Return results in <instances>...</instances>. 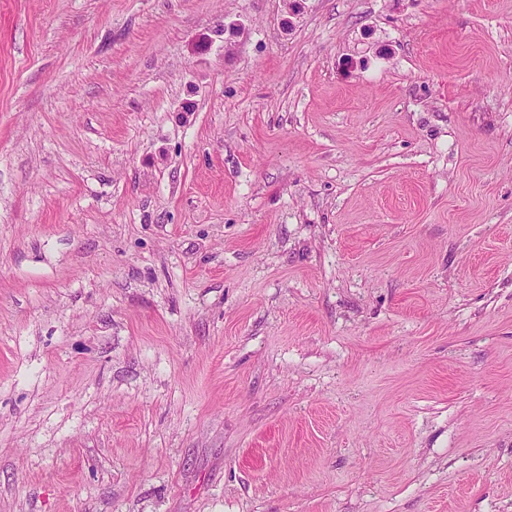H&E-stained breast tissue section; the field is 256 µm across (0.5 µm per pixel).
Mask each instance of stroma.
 <instances>
[{
    "label": "stroma",
    "mask_w": 512,
    "mask_h": 512,
    "mask_svg": "<svg viewBox=\"0 0 512 512\" xmlns=\"http://www.w3.org/2000/svg\"><path fill=\"white\" fill-rule=\"evenodd\" d=\"M0 512H512V0H0Z\"/></svg>",
    "instance_id": "35a3bbf8"
}]
</instances>
